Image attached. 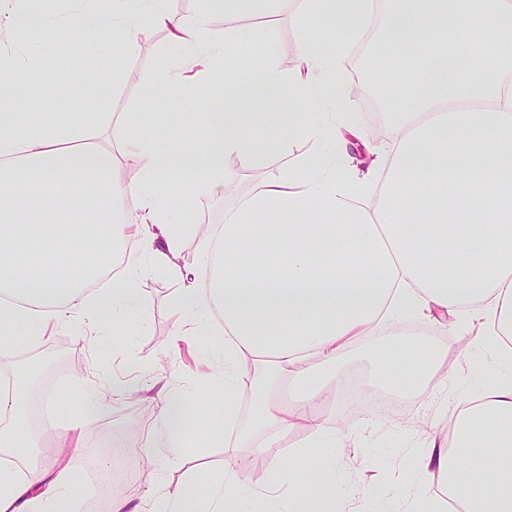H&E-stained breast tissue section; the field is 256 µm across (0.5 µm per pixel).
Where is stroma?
Instances as JSON below:
<instances>
[{
  "mask_svg": "<svg viewBox=\"0 0 512 512\" xmlns=\"http://www.w3.org/2000/svg\"><path fill=\"white\" fill-rule=\"evenodd\" d=\"M237 25L246 44L252 43L254 28L266 27L269 38L277 44L279 63L296 57L298 35L287 11H280L269 22L262 18H242ZM38 41L42 59L64 53L69 57L67 66L51 75L38 68L32 69L23 99L15 105L0 104V110L20 112L32 123L76 120L91 135L97 126L88 114L95 111L98 90L105 84L109 87L105 109L111 112L113 120H123L133 113L162 112L172 105L183 112L182 123L166 119L157 123L149 121L142 128L143 134L160 143L178 138L192 144L205 139L204 104L221 93L224 84L213 80L197 84L188 96L179 100L174 99L172 87L154 84V77L163 71L169 72L175 83L183 81L184 65L192 56L189 49L172 43L167 29H148L138 52L131 56L122 55L117 46L106 47L100 40H90L82 34H65L51 27L39 33ZM312 148L310 141L298 139L292 143L289 153L264 156L262 165L252 169L227 162L224 195L200 194L190 204L191 230L184 239L187 261L197 260L200 228L220 227L225 209L236 205L256 181L279 174ZM139 287L145 317L139 329L124 330V318L120 315L103 319L90 336L80 323H62L39 342L20 339L1 351L0 373L13 370L19 359L41 355L55 346L63 347V362L48 369L46 377L39 379L30 390L31 395L37 397L46 420L62 429L80 419L86 428L107 429L127 447L140 450L156 441L158 402L153 393L133 398L106 396L102 409L86 416L73 401L74 382L83 379L97 383L115 374L132 379L139 375L142 365L154 363V377L176 386L200 412L181 461L162 458L159 466L174 483L187 471L220 477L224 460L232 451L225 448L222 439L213 437L211 428L213 420L223 418L224 409L218 404H208L204 397L220 395L224 390L222 382L207 378L205 362L211 351L221 348L222 339L196 336L188 342L175 340V333L183 329L187 318L184 310L172 303L176 282L150 272L143 276ZM394 338L447 346L446 362L454 367V376L448 381L449 391L414 394L395 407L354 415L352 424L340 439L339 452L348 462L353 483L379 485L388 499L390 512H407L409 503L399 497L394 485L395 470L412 467L415 447L430 432L447 431L457 413L450 391L475 393L489 378L483 373V362L476 353L464 356L456 345L449 344L444 327H431L412 317L395 326Z\"/></svg>",
  "mask_w": 512,
  "mask_h": 512,
  "instance_id": "1",
  "label": "stroma"
}]
</instances>
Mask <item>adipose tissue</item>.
I'll use <instances>...</instances> for the list:
<instances>
[{"mask_svg":"<svg viewBox=\"0 0 512 512\" xmlns=\"http://www.w3.org/2000/svg\"><path fill=\"white\" fill-rule=\"evenodd\" d=\"M157 2L70 0L63 25L100 34L127 54L162 25L177 44L200 45L216 59L231 56L236 35L210 26V11L256 16L284 0H207V12L191 21L161 12ZM309 16L321 26L317 35L303 34L295 73L269 63L245 78L226 66L224 94L208 105L209 137L200 147L135 134L136 114L117 123L96 113L112 137L82 142L76 123L28 125L0 113V347L46 336L64 321L93 326L117 307L139 314L141 278L149 270L164 274L179 284L174 305L190 313L184 335L210 330L213 311L222 314L224 352L215 362L225 412L245 389L270 385L254 421L233 425L226 443L264 455L302 433L295 455H313L314 464L299 472L273 457L268 480L257 486L246 458L236 456L220 479L192 474L171 485L154 460L183 456L195 415L164 385L159 439L144 451L154 465L148 496L135 506L113 496L112 512H381L378 487L354 488L336 453L340 431L329 412L341 378L336 362L367 336L360 360L370 387L426 392L433 382L412 367L436 368L443 348L395 347L372 333L400 315L428 319L465 309L487 322L473 344L485 353L491 381L479 395H459L452 436L417 449V467L403 473L402 487L433 512H512V0H301L290 14L299 30ZM48 22L19 16L15 50L0 54V97L21 98L37 64L34 35ZM357 24L380 27L374 57L412 60L409 76L424 89L389 103L391 147L363 170L341 156L348 138L369 139L354 122L355 102L344 101L320 125L292 111L340 95L341 59L358 40ZM270 112L282 118L274 130L265 124ZM298 135L315 150L258 183L225 211L223 225L202 235L210 277L199 287L183 258L186 228L172 218L173 197L186 204L201 192L223 193L225 161L256 166L257 139L281 153ZM116 145L137 161L138 182L117 176ZM50 190L61 194L64 238L45 234ZM126 198L134 209L115 210ZM91 199L108 210L94 225L87 222ZM263 214L288 221L254 226ZM130 240L148 267L128 261L108 292L94 291L100 263ZM74 241L82 255L71 251ZM433 384L443 389L447 381ZM17 403L16 390L0 392V512H71L70 465L52 464L39 481L11 464L31 439ZM479 446L488 454L483 488L475 491L466 473Z\"/></svg>","mask_w":512,"mask_h":512,"instance_id":"obj_1","label":"adipose tissue"}]
</instances>
